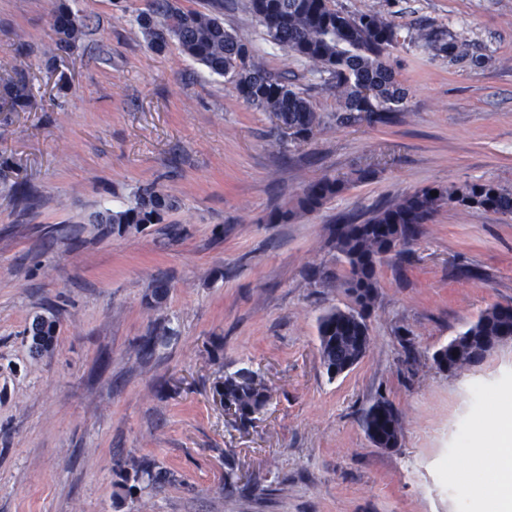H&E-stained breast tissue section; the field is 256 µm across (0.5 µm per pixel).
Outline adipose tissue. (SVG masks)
<instances>
[{
    "instance_id": "1",
    "label": "adipose tissue",
    "mask_w": 512,
    "mask_h": 512,
    "mask_svg": "<svg viewBox=\"0 0 512 512\" xmlns=\"http://www.w3.org/2000/svg\"><path fill=\"white\" fill-rule=\"evenodd\" d=\"M512 447V391L501 390L494 398L492 410L479 417L465 448L484 469L503 467L512 472V456L500 457L499 451Z\"/></svg>"
}]
</instances>
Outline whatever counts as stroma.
<instances>
[{"label": "stroma", "instance_id": "stroma-1", "mask_svg": "<svg viewBox=\"0 0 512 512\" xmlns=\"http://www.w3.org/2000/svg\"><path fill=\"white\" fill-rule=\"evenodd\" d=\"M66 2L85 35L53 55L55 0H0V78L25 73L32 90L26 111L0 112V180L38 194L24 209L0 191V512H465L445 462L470 466L449 450L488 409L474 387L512 388V344L452 373L433 354L512 305V219L443 204L409 259L380 265L368 351L342 375L326 373L317 319L355 305L340 216L426 187L512 190V0H330L407 37L389 57L407 99L386 125L339 124L313 65L270 42L247 0H224L225 28L313 104L308 140L177 44L149 48L132 23L149 0ZM325 175L347 185L321 210L267 223ZM150 182L179 200L180 238L88 223ZM39 316L58 322L42 354L24 334ZM162 320L172 335L143 355ZM244 366L271 401L243 429L215 394ZM379 400L399 415L392 449L362 424ZM142 459L167 482L131 479ZM230 471L243 490L225 491Z\"/></svg>", "mask_w": 512, "mask_h": 512}]
</instances>
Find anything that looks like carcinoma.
Returning a JSON list of instances; mask_svg holds the SVG:
<instances>
[{
    "label": "carcinoma",
    "mask_w": 512,
    "mask_h": 512,
    "mask_svg": "<svg viewBox=\"0 0 512 512\" xmlns=\"http://www.w3.org/2000/svg\"><path fill=\"white\" fill-rule=\"evenodd\" d=\"M213 11H185L177 0H151L146 11L136 14L135 23L150 48L161 50L177 43L193 61L210 72L235 77L234 89L248 104L277 116L298 139H308L318 126L311 102L294 91L281 77L255 61L249 38L224 28L218 11L223 0H212ZM248 8L267 37L293 56L317 66L325 81L336 89V120L342 125L363 119L388 124L405 98L388 63L390 50L399 46L401 35L377 13L351 17L329 5V0H248ZM54 49H72L83 36V25L65 3L54 11ZM370 88L371 93L364 92ZM30 104V86L23 73L0 84V112H17ZM343 180L324 176L306 184L296 200V209L313 213L339 194ZM16 203L28 207L34 189L23 181L7 186ZM423 188L399 202L375 209L363 222L347 219L348 231L331 229L336 251L348 265V288L359 293L363 308L374 304L378 288V266L392 244L415 225L430 223L441 205L454 202L466 209L512 215V191L493 182H465L440 188ZM178 208L177 201L154 183L137 187L130 206L105 209L89 216L90 224H161ZM54 320L36 318L26 327L36 352L49 351L53 343ZM512 328V317L500 307L484 311L466 330L450 341L457 365L476 362L484 347ZM319 351L329 375L359 362L366 354L370 336L364 315L354 317L330 309L318 319ZM218 389L224 400L236 407L241 425L251 415L265 410L271 395L258 371L241 367L224 375ZM366 432L384 438V444H398L401 427L389 402L373 404L365 413Z\"/></svg>",
    "instance_id": "obj_1"
}]
</instances>
